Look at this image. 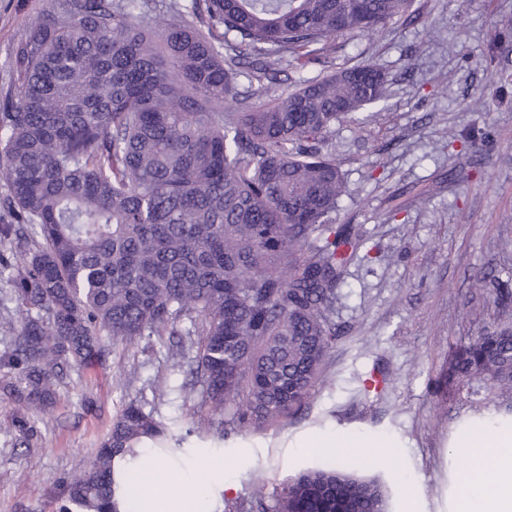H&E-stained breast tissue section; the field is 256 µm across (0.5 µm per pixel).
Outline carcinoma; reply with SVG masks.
I'll return each instance as SVG.
<instances>
[{
  "label": "carcinoma",
  "mask_w": 512,
  "mask_h": 512,
  "mask_svg": "<svg viewBox=\"0 0 512 512\" xmlns=\"http://www.w3.org/2000/svg\"><path fill=\"white\" fill-rule=\"evenodd\" d=\"M200 2L204 30L174 4L160 19L151 0H54L13 50L0 178L15 223L0 239L30 246L13 266L7 301L22 317L0 369L22 409H49L59 376L102 361L107 339L175 336L167 357L189 367L198 405L233 409L198 422L222 440L226 425L294 417L340 340L364 237L336 225L348 186L325 143L385 100L387 77L336 66L333 44L413 18V0ZM311 64L325 74L280 87ZM470 288L512 303L484 275ZM436 393L471 428L512 419V321L455 346ZM168 438L130 401L90 467L62 481L56 512H109L117 460ZM274 512H387V495L334 458L289 478Z\"/></svg>",
  "instance_id": "obj_1"
}]
</instances>
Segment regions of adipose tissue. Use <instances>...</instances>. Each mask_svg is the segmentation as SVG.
<instances>
[{
	"label": "adipose tissue",
	"mask_w": 512,
	"mask_h": 512,
	"mask_svg": "<svg viewBox=\"0 0 512 512\" xmlns=\"http://www.w3.org/2000/svg\"><path fill=\"white\" fill-rule=\"evenodd\" d=\"M169 462L162 452L148 450L131 462L139 478L137 488H124L117 499V512H131L137 492L154 495L150 512H219L224 489V468L214 464L205 480L185 476L180 496L157 494L156 470H164ZM463 497L459 512H512V431H483L473 469L462 478Z\"/></svg>",
	"instance_id": "1"
}]
</instances>
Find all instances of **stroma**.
I'll list each match as a JSON object with an SVG mask.
<instances>
[{
  "instance_id": "obj_1",
  "label": "stroma",
  "mask_w": 512,
  "mask_h": 512,
  "mask_svg": "<svg viewBox=\"0 0 512 512\" xmlns=\"http://www.w3.org/2000/svg\"><path fill=\"white\" fill-rule=\"evenodd\" d=\"M50 2L0 0V99L19 86L14 46ZM413 10L411 21L336 40L337 62L374 63L389 84L383 105L328 137L349 189L336 221L360 227L372 250L348 267L335 317L342 338L306 410L213 445L191 428L227 413L197 404L165 342L114 344L106 361L60 380L47 411L19 413L0 394V512H52L60 482L90 466L125 404L154 383L167 391L156 419L184 438L168 447L172 465L202 475L208 458H223L222 512H258V478L273 508L286 478L319 463L306 447L314 435L354 441L345 458L385 484L388 512H456L469 456L435 382L451 347L502 314L471 292V278L512 285V0H414ZM496 26L507 34L492 47ZM134 365L139 380L117 387ZM380 370L387 384L365 391Z\"/></svg>"
}]
</instances>
